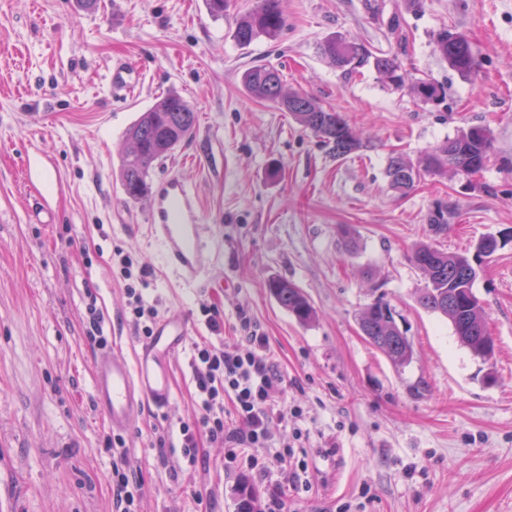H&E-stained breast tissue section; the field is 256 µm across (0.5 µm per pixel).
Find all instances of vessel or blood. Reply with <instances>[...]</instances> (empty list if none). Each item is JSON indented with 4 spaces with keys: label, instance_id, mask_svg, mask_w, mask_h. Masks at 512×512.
<instances>
[{
    "label": "vessel or blood",
    "instance_id": "obj_1",
    "mask_svg": "<svg viewBox=\"0 0 512 512\" xmlns=\"http://www.w3.org/2000/svg\"><path fill=\"white\" fill-rule=\"evenodd\" d=\"M129 64L112 70V90L129 95L135 88ZM154 236L164 247L168 265L187 282L207 272L208 227L194 190L170 176L157 181L151 193L148 217ZM191 322L182 311L162 316L149 338L142 340L134 360L112 349L95 352L92 365V404L112 432L124 433L134 413L144 405L168 410L173 395L174 358L185 344Z\"/></svg>",
    "mask_w": 512,
    "mask_h": 512
}]
</instances>
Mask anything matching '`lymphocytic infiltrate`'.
<instances>
[{
  "instance_id": "lymphocytic-infiltrate-1",
  "label": "lymphocytic infiltrate",
  "mask_w": 512,
  "mask_h": 512,
  "mask_svg": "<svg viewBox=\"0 0 512 512\" xmlns=\"http://www.w3.org/2000/svg\"><path fill=\"white\" fill-rule=\"evenodd\" d=\"M116 268L124 283L126 312L138 338L151 336L160 316L157 302L147 300L141 286L148 276L130 253L116 250ZM243 335L237 346L220 349L209 340L194 343L190 357L199 418L180 422L178 428L155 427L151 447H179L177 464L195 468L202 443L223 449L225 457L236 455L239 447L266 449L270 446L269 422L278 412L284 392V378L267 353V340L242 319ZM232 402L237 425L224 420V404ZM104 449L112 456V494L116 512H136L142 484L131 465L122 436H108Z\"/></svg>"
}]
</instances>
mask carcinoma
Masks as SVG:
<instances>
[{"instance_id":"carcinoma-1","label":"carcinoma","mask_w":512,"mask_h":512,"mask_svg":"<svg viewBox=\"0 0 512 512\" xmlns=\"http://www.w3.org/2000/svg\"><path fill=\"white\" fill-rule=\"evenodd\" d=\"M281 0H258L256 7L245 14L236 24L235 38L242 45H249L259 38L276 39L285 28L287 19L280 8ZM437 50L448 59V65L462 75L474 72L478 58L470 41L461 35L440 34L436 39ZM323 54L330 61L353 71L371 58L362 45L342 38H333L323 45ZM374 68L392 86L405 84L402 67L394 57H374ZM246 91L254 98L270 100L278 108L291 114L303 127L321 139L338 158H345L360 151L363 143L350 128L342 115L326 108L307 95L283 90L281 72L270 65H258L242 75ZM412 91L427 101H442L447 88L430 80H419ZM197 124V112L177 92L160 97L126 130L131 150L121 159L118 176L128 197L136 200L148 191V178L154 163L171 155L178 147L193 137ZM493 149L490 130L483 126L463 128L444 145L426 154L413 164L401 156L389 161L388 177L392 188L407 192L413 189L426 174H441L448 170L475 175L489 161ZM457 212L440 207L429 217L433 234L448 231V224ZM503 247L494 236L480 239L475 246L476 254L469 257L449 253L431 242H420L411 252V261L425 275L426 284L417 302L424 309L447 317L453 325L460 343L473 356L484 361L494 352V339L489 331L483 308L473 292L477 268ZM268 288L277 302L301 324L314 318V309L294 284L280 279L269 281ZM359 327L365 338L382 351L393 364L403 366L412 357V345L396 324L391 306L381 300L369 307L359 319ZM237 512H260L257 497L245 480L238 486Z\"/></svg>"}]
</instances>
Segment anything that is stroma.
Here are the masks:
<instances>
[{
  "label": "stroma",
  "mask_w": 512,
  "mask_h": 512,
  "mask_svg": "<svg viewBox=\"0 0 512 512\" xmlns=\"http://www.w3.org/2000/svg\"><path fill=\"white\" fill-rule=\"evenodd\" d=\"M256 4L232 0L217 18L206 0H100L90 10L78 0H0V512H113L85 322L95 300L110 347L129 356L138 347L112 263L118 248L147 268L161 311L189 315L191 341L233 342L249 318L285 377L271 432L308 434L294 486L271 448L239 450L231 462L208 447L194 473L177 470L176 453L149 441L154 425L200 414L183 351L171 408L142 407L124 435L142 482L138 512H236L244 477L260 504L276 497L286 512H512V0H284L277 39L244 47L236 21ZM443 31L471 41L473 74L437 52ZM333 37L398 58L412 78L446 85V100L394 88L370 63L352 73L330 64L321 47ZM118 63L136 69L133 97L112 92ZM256 64L340 112L367 148L336 157L289 113L252 98L242 74ZM170 90L193 105L196 133L150 179L176 175L197 192L218 294L166 264L148 200L130 199L117 178L126 128ZM471 125L493 136L480 174L391 187L390 157L418 162ZM439 206L458 216L435 236L428 216ZM488 235L505 245L473 286L495 341L485 362L445 316L418 304L425 279L410 251L431 240L468 253ZM272 278L305 293L312 323L276 302ZM379 299L411 342L406 365L360 331ZM207 306L224 319L219 335Z\"/></svg>",
  "instance_id": "1"
}]
</instances>
